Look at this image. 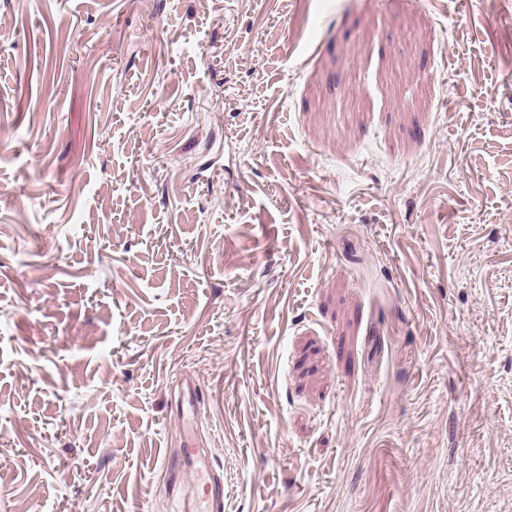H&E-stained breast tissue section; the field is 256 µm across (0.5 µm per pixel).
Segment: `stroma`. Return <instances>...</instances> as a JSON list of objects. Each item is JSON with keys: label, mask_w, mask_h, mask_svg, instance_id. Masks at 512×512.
I'll return each instance as SVG.
<instances>
[{"label": "stroma", "mask_w": 512, "mask_h": 512, "mask_svg": "<svg viewBox=\"0 0 512 512\" xmlns=\"http://www.w3.org/2000/svg\"><path fill=\"white\" fill-rule=\"evenodd\" d=\"M185 374L224 512H505L512 0H0V512H177Z\"/></svg>", "instance_id": "35a3bbf8"}]
</instances>
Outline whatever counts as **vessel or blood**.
Here are the masks:
<instances>
[{"label": "vessel or blood", "mask_w": 512, "mask_h": 512, "mask_svg": "<svg viewBox=\"0 0 512 512\" xmlns=\"http://www.w3.org/2000/svg\"><path fill=\"white\" fill-rule=\"evenodd\" d=\"M199 398L196 384L183 379L174 399L183 422V441L168 468L167 489L176 495L180 512H224V480L194 438Z\"/></svg>", "instance_id": "1"}]
</instances>
